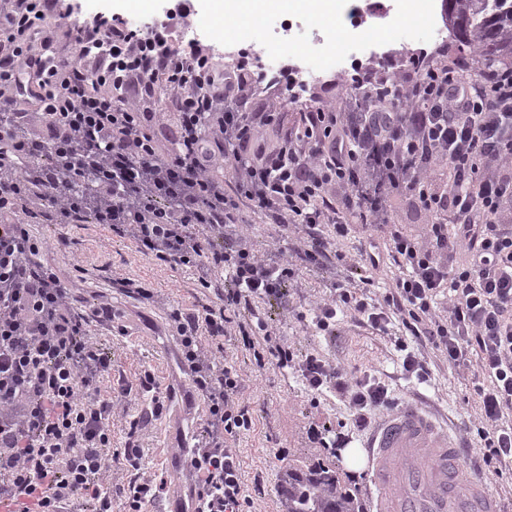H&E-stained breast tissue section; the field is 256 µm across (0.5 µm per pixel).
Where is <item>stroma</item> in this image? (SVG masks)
Returning a JSON list of instances; mask_svg holds the SVG:
<instances>
[{
	"label": "stroma",
	"mask_w": 512,
	"mask_h": 512,
	"mask_svg": "<svg viewBox=\"0 0 512 512\" xmlns=\"http://www.w3.org/2000/svg\"><path fill=\"white\" fill-rule=\"evenodd\" d=\"M169 8L167 0H65L61 11H49L48 26L61 43H68L74 28L90 16L99 14L118 22L145 27L164 19ZM402 14L408 22H400L387 30L372 29L368 35L377 40V47L367 52L364 66H401L420 53L444 49L449 59L459 52L450 37L435 40L430 36L431 23H444L443 12L433 9L432 0H403ZM308 34L318 35L327 51L317 66L320 79L313 81L301 94L293 111L338 95L339 74L330 63L345 48V32L320 23L309 7L299 5L289 12ZM274 15L261 21L236 22L233 28L218 37L216 53L237 51L240 45H253L256 51L280 55L285 63H294V49L279 41L273 32ZM37 235L55 239L57 245L47 256L74 288L77 299L86 311H94L102 297L112 299L116 325L125 329L124 335L112 338V358L115 369L127 384L138 382L141 370L150 369L168 388L164 414L150 419L140 414V402L131 399L112 411V445L124 448L136 443L143 453L144 465L136 476L164 481L161 497L150 507L151 512H166L175 494L179 476L176 469L160 461L172 419H179L184 431L196 433L207 419L204 401L194 397L186 371L177 364L178 339L166 327V315L173 306H191L196 289V276L191 272L172 270L155 265L137 252L134 244L112 236L98 224L68 225L37 224ZM80 253L88 270L78 277L72 269L73 253ZM121 270L128 277L142 281L151 288L153 296L137 300L112 288L111 269ZM337 274L329 269L303 270L279 301L265 305L264 310L279 328L282 336L302 355L323 356L346 370L371 372L388 384L397 402L422 400L427 409L442 424L459 433L472 427L478 409L472 398L469 371L449 365L440 351L424 348L423 354L431 368V384L423 387L405 376L399 361L400 354L391 344L390 335L398 334V325H391L389 336L377 335L370 328L351 320H342L330 336L315 334L298 318L310 305L328 299L329 286ZM224 354L237 362L245 388L242 400L255 416L254 429L238 442L241 474L246 494L252 501V512H282L279 480L289 468L311 460H324L337 471L341 484L365 491V469L350 468L345 458L324 456L321 449L312 447L306 430L310 423L340 426L350 419L345 403L336 396L313 402L289 370L276 367L257 371L249 356L233 342H225ZM113 487L128 483L134 474L123 465L109 462Z\"/></svg>",
	"instance_id": "1"
}]
</instances>
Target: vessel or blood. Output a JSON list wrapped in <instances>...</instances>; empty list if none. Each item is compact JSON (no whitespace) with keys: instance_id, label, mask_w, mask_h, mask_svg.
<instances>
[{"instance_id":"1","label":"vessel or blood","mask_w":512,"mask_h":512,"mask_svg":"<svg viewBox=\"0 0 512 512\" xmlns=\"http://www.w3.org/2000/svg\"><path fill=\"white\" fill-rule=\"evenodd\" d=\"M370 512H506L465 442L416 403L388 411L363 442Z\"/></svg>"}]
</instances>
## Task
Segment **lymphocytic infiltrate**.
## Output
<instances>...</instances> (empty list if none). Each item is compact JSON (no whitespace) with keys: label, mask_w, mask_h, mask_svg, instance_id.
I'll return each instance as SVG.
<instances>
[{"label":"lymphocytic infiltrate","mask_w":512,"mask_h":512,"mask_svg":"<svg viewBox=\"0 0 512 512\" xmlns=\"http://www.w3.org/2000/svg\"><path fill=\"white\" fill-rule=\"evenodd\" d=\"M49 0H0V499L7 512H112L102 477L112 454V408L130 397L112 385V351L68 282L45 255L48 238L29 221H96L131 240L154 264L196 272L202 294L169 313L182 363L208 406L189 462L195 512H250L235 441L254 426L239 401L243 379L224 357L231 339L257 368L297 372L305 389L344 396L358 429L388 408V385L315 355L297 357L252 310L280 297L301 269L336 267L374 285L396 274L380 302L333 286L316 304V332L351 315L379 334L404 330L395 346L404 370L430 377L422 347L450 364L475 363L476 434L485 470L512 462V65L477 68L422 53L395 70L344 76L338 99L293 115L297 81L266 111L240 102L254 62L218 65L211 45L177 37L192 0L166 21L121 28L87 22L69 50L42 25ZM284 126L277 146L260 137ZM171 131L169 146L159 139ZM426 217L406 233L393 197ZM278 227L274 257L255 251L250 214ZM355 253L341 244L354 227ZM250 308L241 317V308Z\"/></svg>","instance_id":"lymphocytic-infiltrate-1"}]
</instances>
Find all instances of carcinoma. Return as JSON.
Wrapping results in <instances>:
<instances>
[{
  "label": "carcinoma",
  "instance_id": "1",
  "mask_svg": "<svg viewBox=\"0 0 512 512\" xmlns=\"http://www.w3.org/2000/svg\"><path fill=\"white\" fill-rule=\"evenodd\" d=\"M455 13L448 14L451 27L456 15L465 18L460 33L454 34L460 46L479 47L483 65L502 57L512 58V0H454ZM284 495L288 512H362L360 499L340 485L334 471L322 462L303 469H290Z\"/></svg>",
  "mask_w": 512,
  "mask_h": 512
}]
</instances>
